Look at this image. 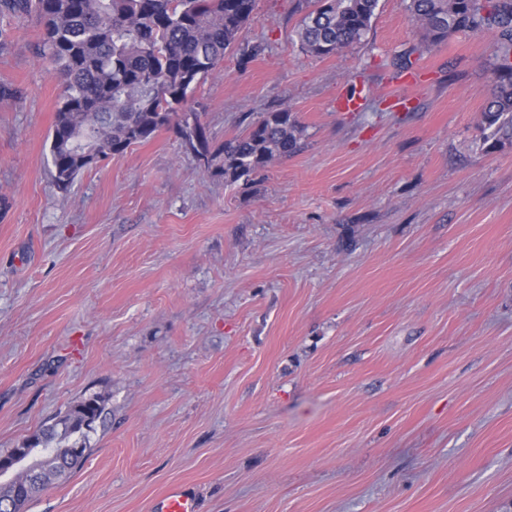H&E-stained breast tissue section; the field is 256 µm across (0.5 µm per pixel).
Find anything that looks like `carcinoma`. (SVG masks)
Returning a JSON list of instances; mask_svg holds the SVG:
<instances>
[{"instance_id": "1", "label": "carcinoma", "mask_w": 512, "mask_h": 512, "mask_svg": "<svg viewBox=\"0 0 512 512\" xmlns=\"http://www.w3.org/2000/svg\"><path fill=\"white\" fill-rule=\"evenodd\" d=\"M257 0H0V13L35 16L43 27L38 55L53 66L63 97L51 129L55 181L68 187L88 167L172 128L205 168L233 182L297 149L299 126L284 111L265 112L214 148L189 94L224 66ZM379 0H312L298 31L301 48L328 57L358 43ZM425 39L440 45L455 33L494 30L496 85L483 111L491 147L512 144V0H409ZM105 398L90 395L27 438L24 448H59L93 429ZM86 451L40 458L46 486L79 469ZM39 494L18 476L0 483V499L24 512Z\"/></svg>"}]
</instances>
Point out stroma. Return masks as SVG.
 <instances>
[{"label": "stroma", "instance_id": "stroma-1", "mask_svg": "<svg viewBox=\"0 0 512 512\" xmlns=\"http://www.w3.org/2000/svg\"><path fill=\"white\" fill-rule=\"evenodd\" d=\"M308 10L258 0L193 96L215 146L288 110L295 153L230 182L163 129L65 189L41 27L0 15V453L106 400L84 465L26 512H150L174 487L196 512H512L496 37L432 46L379 0L361 43L320 58Z\"/></svg>", "mask_w": 512, "mask_h": 512}]
</instances>
